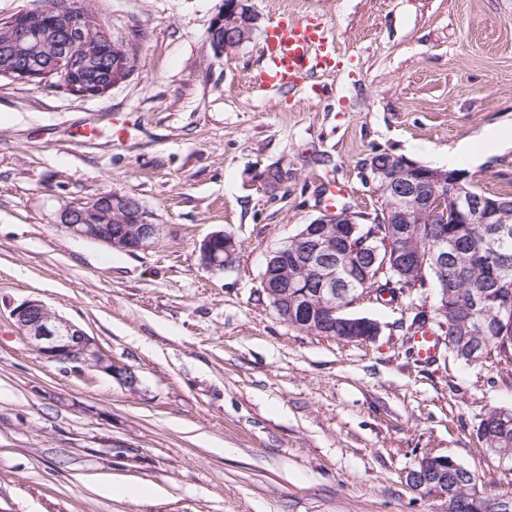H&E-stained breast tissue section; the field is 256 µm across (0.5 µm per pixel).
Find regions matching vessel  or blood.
Wrapping results in <instances>:
<instances>
[{
  "label": "vessel or blood",
  "instance_id": "obj_1",
  "mask_svg": "<svg viewBox=\"0 0 512 512\" xmlns=\"http://www.w3.org/2000/svg\"><path fill=\"white\" fill-rule=\"evenodd\" d=\"M263 65L250 79L258 91H293L333 68L336 50L321 23L283 17L266 36Z\"/></svg>",
  "mask_w": 512,
  "mask_h": 512
}]
</instances>
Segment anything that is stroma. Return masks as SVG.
Returning a JSON list of instances; mask_svg holds the SVG:
<instances>
[{
    "instance_id": "35a3bbf8",
    "label": "stroma",
    "mask_w": 512,
    "mask_h": 512,
    "mask_svg": "<svg viewBox=\"0 0 512 512\" xmlns=\"http://www.w3.org/2000/svg\"><path fill=\"white\" fill-rule=\"evenodd\" d=\"M88 4L134 62L124 82L78 96L0 77V512H444L405 482L429 453L512 498V470L476 437L512 408V364L443 348L421 361L405 325L432 290L361 296L348 312L379 324L369 342L291 327L261 292L270 251L318 215L324 186L372 212L373 152L444 167L493 133L461 167L512 195V0H255L260 29L229 53L209 37L224 0ZM284 14L321 19L337 65L252 93ZM269 167L286 174L273 194L257 180ZM114 190L163 225L156 248L61 226ZM216 231L238 247L221 274L198 258ZM28 299L95 337L136 387L42 360L11 317ZM113 483L151 495H103Z\"/></svg>"
}]
</instances>
